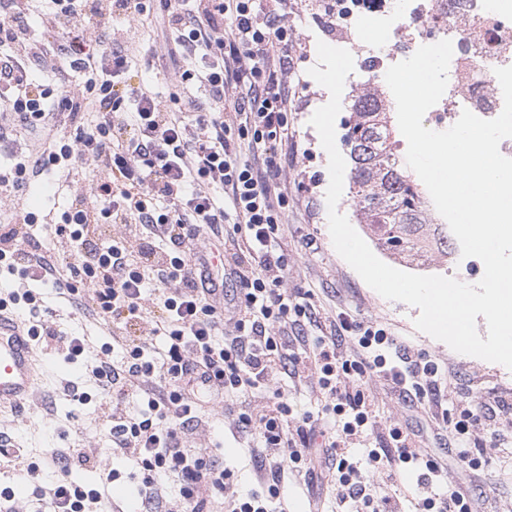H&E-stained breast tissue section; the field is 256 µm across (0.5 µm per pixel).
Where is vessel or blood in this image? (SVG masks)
<instances>
[{"label":"vessel or blood","instance_id":"obj_1","mask_svg":"<svg viewBox=\"0 0 512 512\" xmlns=\"http://www.w3.org/2000/svg\"><path fill=\"white\" fill-rule=\"evenodd\" d=\"M44 373L28 322L0 307V411L35 406Z\"/></svg>","mask_w":512,"mask_h":512}]
</instances>
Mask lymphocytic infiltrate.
I'll return each mask as SVG.
<instances>
[{
	"label": "lymphocytic infiltrate",
	"instance_id": "lymphocytic-infiltrate-1",
	"mask_svg": "<svg viewBox=\"0 0 512 512\" xmlns=\"http://www.w3.org/2000/svg\"><path fill=\"white\" fill-rule=\"evenodd\" d=\"M281 5L156 0L151 11L145 0H0V140L14 121L45 133L36 155L9 154L0 196L55 168L74 172L92 162L103 172L89 196L75 197L61 214L55 234L68 246L70 278L89 291L93 312L123 331L115 344L121 356L111 358L112 347L103 346L93 374L113 404V451L140 465L149 500H159L158 480L171 475L180 483L181 512H286L280 475L295 470L329 479L355 512H387L386 498L367 493L363 471L409 465L424 481L439 475L444 462L403 426L389 429L388 447L353 455L371 427L366 379L387 376L404 404L427 412L442 373L429 355L398 344L380 324H352L343 316L322 322L284 285L288 253L279 239L288 195L278 184L276 150L288 138L294 63ZM151 13L181 60L174 79L188 97L179 109L132 85L137 62L98 35L113 16L135 24ZM28 18L50 24L57 41H28ZM59 57L80 76L95 112L34 80L35 69ZM194 87L206 91L205 100L190 96ZM64 114L78 121L69 136L56 128ZM214 186L222 188L223 201L211 194ZM37 221L36 214L17 211L0 224V274L56 282L57 266L39 253L31 231ZM129 222L137 226L132 236L110 237L109 225ZM205 236L223 240L221 262L199 245ZM228 279L238 284L229 298ZM151 291L159 298L144 336L143 300ZM349 329L354 347L346 354L341 345ZM158 335L167 339L161 359L152 354ZM278 373L316 379L338 423L294 418L283 387L260 410L240 413L234 429L256 436L264 448L286 451L265 489L243 491L209 449L186 447L184 434ZM131 396L144 404L135 415L121 409ZM55 458L57 474L40 492V508L94 512L100 492L70 480L80 449Z\"/></svg>",
	"mask_w": 512,
	"mask_h": 512
}]
</instances>
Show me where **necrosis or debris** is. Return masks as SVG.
<instances>
[{
	"label": "necrosis or debris",
	"instance_id": "necrosis-or-debris-1",
	"mask_svg": "<svg viewBox=\"0 0 512 512\" xmlns=\"http://www.w3.org/2000/svg\"><path fill=\"white\" fill-rule=\"evenodd\" d=\"M303 42L309 65L318 62L316 43L349 50L355 72L367 73L387 104L395 99L385 82L387 69L420 46L451 40L448 86L423 125L434 131L452 126L462 110L483 119L503 109L495 68L512 66V0H303ZM386 35L373 42L369 33ZM378 66L366 71L367 59Z\"/></svg>",
	"mask_w": 512,
	"mask_h": 512
}]
</instances>
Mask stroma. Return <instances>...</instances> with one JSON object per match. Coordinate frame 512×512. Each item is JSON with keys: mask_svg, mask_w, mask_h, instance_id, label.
<instances>
[{"mask_svg": "<svg viewBox=\"0 0 512 512\" xmlns=\"http://www.w3.org/2000/svg\"><path fill=\"white\" fill-rule=\"evenodd\" d=\"M297 2L288 0L290 8L286 12L293 30L294 59V69L288 78L289 139L278 148L283 165L280 187L288 194V220L281 238L289 259L285 285L295 293L310 292V302L321 316L333 318L344 312L356 323L389 325L399 340L423 350L449 370L451 378L442 386L434 412H447L452 421L463 410L482 418L473 431L482 450V466L478 471H471L457 459H449L442 475L421 486L416 494L406 484L391 479L383 469L367 474L365 483L372 494L396 500L400 512H416L419 497L445 493L451 485L465 487L476 512H512V370L456 353L444 342L418 331L414 326L418 308L381 297L333 247L326 203L330 181L328 155L309 123L318 107L317 97L322 87L317 82L302 80L303 22L293 10ZM110 30L117 37V47L140 62L134 83L146 84L162 97L172 96L175 88L168 74L173 65L164 57L150 29L129 25L115 17ZM100 174L96 165L89 164L62 184L53 173L13 192L12 199L20 208L39 215L59 214L74 196L86 193ZM35 294L38 321L83 339L86 351L72 360L64 350H44L41 357L47 364V374L40 385V405L16 415L0 416V431L8 433L15 442L10 456L0 459V489L14 490L12 503L18 512H35L37 488L48 485L56 474L57 464L50 455L51 450L81 448L91 462L73 466L72 479L87 489L100 488L99 512H154L153 502L133 495L141 482L140 468L113 455L109 447L112 423L101 416L106 398L91 373L101 346L119 335V328L89 315L85 294L63 295L58 287L39 288ZM367 384L375 397L373 427L367 433L368 447L388 446L389 428L409 423L423 428L425 446L432 453H439L434 438L437 421L415 415L385 377L370 376ZM185 441L188 446L209 449L218 464L231 471L240 487H258L263 473L259 461L247 451L248 439L234 435L213 419L204 431L187 434ZM112 467L121 471V479L100 486L101 469ZM282 493L287 504L301 503L304 512L350 510L334 490L309 486L304 476L294 473L285 478Z\"/></svg>", "mask_w": 512, "mask_h": 512, "instance_id": "stroma-1", "label": "stroma"}]
</instances>
